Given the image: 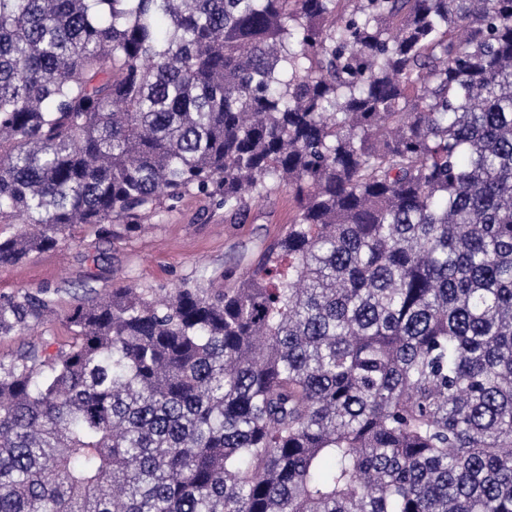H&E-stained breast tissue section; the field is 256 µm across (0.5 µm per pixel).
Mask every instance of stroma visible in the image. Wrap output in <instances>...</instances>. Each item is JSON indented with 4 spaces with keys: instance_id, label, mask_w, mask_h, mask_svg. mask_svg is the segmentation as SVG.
I'll use <instances>...</instances> for the list:
<instances>
[{
    "instance_id": "stroma-1",
    "label": "stroma",
    "mask_w": 512,
    "mask_h": 512,
    "mask_svg": "<svg viewBox=\"0 0 512 512\" xmlns=\"http://www.w3.org/2000/svg\"><path fill=\"white\" fill-rule=\"evenodd\" d=\"M293 207L287 190L278 189L252 202L246 223L229 224L209 199L189 194L174 210L135 229L112 225L103 239L76 227L59 247L21 264L0 265V297L27 291L53 300L57 311L37 333L61 340L67 335L65 315L85 280L101 293L128 284L162 293L182 279L222 272L225 286H232L285 232ZM92 254L97 262H89Z\"/></svg>"
}]
</instances>
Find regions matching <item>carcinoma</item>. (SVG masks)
<instances>
[{
  "instance_id": "obj_1",
  "label": "carcinoma",
  "mask_w": 512,
  "mask_h": 512,
  "mask_svg": "<svg viewBox=\"0 0 512 512\" xmlns=\"http://www.w3.org/2000/svg\"><path fill=\"white\" fill-rule=\"evenodd\" d=\"M281 186L0 357V512H512V0H0V265Z\"/></svg>"
}]
</instances>
